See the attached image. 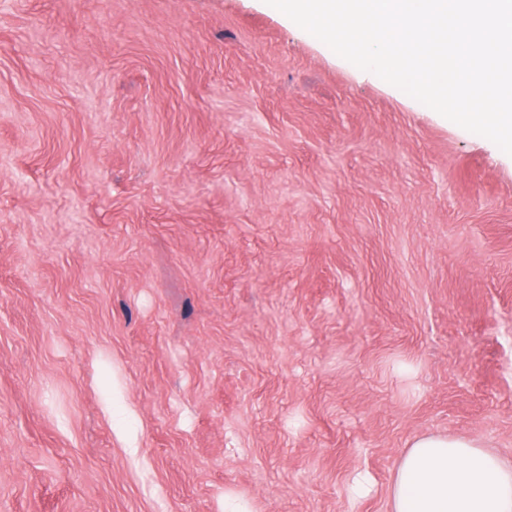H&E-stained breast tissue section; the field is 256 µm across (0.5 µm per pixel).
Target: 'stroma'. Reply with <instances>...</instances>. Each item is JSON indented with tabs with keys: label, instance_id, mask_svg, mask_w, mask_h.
<instances>
[{
	"label": "stroma",
	"instance_id": "obj_1",
	"mask_svg": "<svg viewBox=\"0 0 512 512\" xmlns=\"http://www.w3.org/2000/svg\"><path fill=\"white\" fill-rule=\"evenodd\" d=\"M509 364L492 141L265 0H0V512H389Z\"/></svg>",
	"mask_w": 512,
	"mask_h": 512
}]
</instances>
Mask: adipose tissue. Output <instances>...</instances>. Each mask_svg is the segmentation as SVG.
Segmentation results:
<instances>
[{
  "instance_id": "1",
  "label": "adipose tissue",
  "mask_w": 512,
  "mask_h": 512,
  "mask_svg": "<svg viewBox=\"0 0 512 512\" xmlns=\"http://www.w3.org/2000/svg\"><path fill=\"white\" fill-rule=\"evenodd\" d=\"M390 512H512V463L479 442L415 437L389 485Z\"/></svg>"
}]
</instances>
